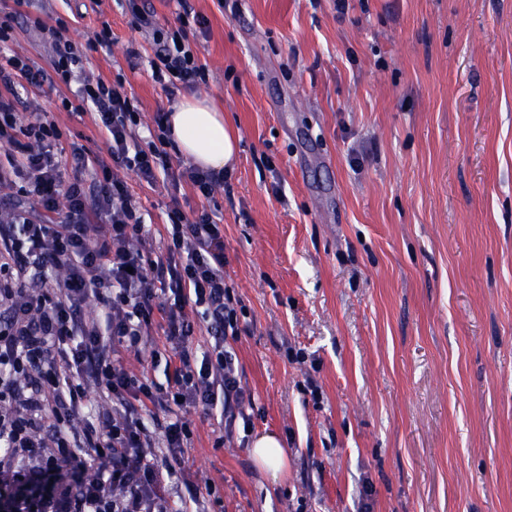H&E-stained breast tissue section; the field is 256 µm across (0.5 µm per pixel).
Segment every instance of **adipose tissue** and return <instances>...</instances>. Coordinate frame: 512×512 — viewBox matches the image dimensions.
<instances>
[{
    "label": "adipose tissue",
    "instance_id": "ef3b65f1",
    "mask_svg": "<svg viewBox=\"0 0 512 512\" xmlns=\"http://www.w3.org/2000/svg\"><path fill=\"white\" fill-rule=\"evenodd\" d=\"M170 138L178 151L203 170L231 166L238 150L239 136L224 121L223 112L209 100L184 96L169 117Z\"/></svg>",
    "mask_w": 512,
    "mask_h": 512
}]
</instances>
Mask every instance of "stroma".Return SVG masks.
I'll return each mask as SVG.
<instances>
[{"instance_id":"35a3bbf8","label":"stroma","mask_w":512,"mask_h":512,"mask_svg":"<svg viewBox=\"0 0 512 512\" xmlns=\"http://www.w3.org/2000/svg\"><path fill=\"white\" fill-rule=\"evenodd\" d=\"M188 2L208 20L187 31L197 93L240 136L215 201L251 425L218 448L219 417L183 408V479L210 481L205 512H512V0ZM43 12L80 48L110 26L86 71L122 81L137 138L184 95L153 81L124 0H0L12 50L46 69ZM73 96L18 105L62 130L66 180L72 141L106 152ZM124 179L164 253V184ZM171 354L156 327L124 363L161 384ZM265 430L288 457L276 481L248 453Z\"/></svg>"}]
</instances>
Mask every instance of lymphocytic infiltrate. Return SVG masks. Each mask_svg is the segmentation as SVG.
I'll list each match as a JSON object with an SVG mask.
<instances>
[{
  "instance_id": "lymphocytic-infiltrate-1",
  "label": "lymphocytic infiltrate",
  "mask_w": 512,
  "mask_h": 512,
  "mask_svg": "<svg viewBox=\"0 0 512 512\" xmlns=\"http://www.w3.org/2000/svg\"><path fill=\"white\" fill-rule=\"evenodd\" d=\"M128 9L150 37L154 82L206 83V68L186 42L187 24L206 27L203 15L183 10L172 28L138 0H128ZM33 26L51 40L49 69L18 54L0 63L7 158L0 185L13 189L0 221V512H192L200 486L187 484L179 506L170 500L169 484L192 436L190 422L172 409L221 415L229 434L246 396L224 346L238 332V300L224 280V233L211 208L224 175L184 167L179 178L201 206L189 214L168 209L166 252L153 256L120 173L134 171L152 185L168 170L164 113L156 114L146 146L136 145L128 97L84 69L87 52L111 42L110 27L81 50L63 37V22L38 17ZM58 81L77 82L76 100L92 108L106 133L103 157L72 143L67 183L50 150L62 136L58 124L42 115L24 124L17 112L20 91ZM31 199L38 209L27 208ZM90 296L102 316L83 315ZM158 320L177 359L162 388L124 365L125 352L147 342ZM203 329L213 345L199 360L194 343ZM93 396L102 407L95 420L81 421ZM155 425L164 447L155 445Z\"/></svg>"
}]
</instances>
